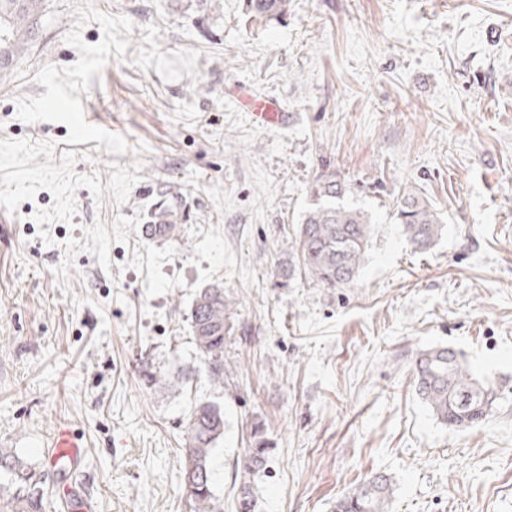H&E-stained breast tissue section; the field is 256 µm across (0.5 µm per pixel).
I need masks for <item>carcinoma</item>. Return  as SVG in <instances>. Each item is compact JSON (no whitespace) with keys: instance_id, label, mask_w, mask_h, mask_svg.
<instances>
[{"instance_id":"obj_1","label":"carcinoma","mask_w":512,"mask_h":512,"mask_svg":"<svg viewBox=\"0 0 512 512\" xmlns=\"http://www.w3.org/2000/svg\"><path fill=\"white\" fill-rule=\"evenodd\" d=\"M46 0H0V77L10 72L26 51L38 28ZM251 15L282 13L286 0H245ZM347 185L331 171L318 174L309 186V204L300 217L292 247L298 268L311 282L325 288L353 283L364 265L370 241L366 214L345 203ZM395 218L417 250H426L442 236L445 225L429 203L412 191L398 201ZM233 303L224 286L200 289L189 310L195 346L211 380L224 383V339L231 329ZM415 391L437 422L465 430L490 418L497 392L475 376L463 354L436 346L420 351L414 364ZM224 439V407L213 401L195 403L188 418L182 482L192 512H220L216 502L214 453ZM269 442L264 427L255 425L252 447L246 449L239 471L237 512H252V481L267 463ZM13 490L15 512H43L42 475L13 451L0 448V481ZM393 487L388 478L374 475L339 499L333 512H389Z\"/></svg>"}]
</instances>
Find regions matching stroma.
<instances>
[{
    "label": "stroma",
    "instance_id": "1",
    "mask_svg": "<svg viewBox=\"0 0 512 512\" xmlns=\"http://www.w3.org/2000/svg\"><path fill=\"white\" fill-rule=\"evenodd\" d=\"M276 99L259 126L241 90ZM84 107L76 133L65 100ZM369 217L358 280L284 277L324 170ZM445 226L414 251L400 192ZM162 205L175 237L145 239ZM0 448L91 512H191L196 401L224 407L216 494L264 423L257 512H331L373 475L391 512H512V0H46L0 80ZM234 303L223 385L187 319L199 288ZM448 346L502 395L483 424H439L414 388ZM152 371L156 384L142 376ZM84 447L57 474L44 445ZM50 447L52 450L48 456V461L51 467H55L61 460L76 463L81 461L84 456L82 445L74 438L67 427L58 428Z\"/></svg>",
    "mask_w": 512,
    "mask_h": 512
}]
</instances>
